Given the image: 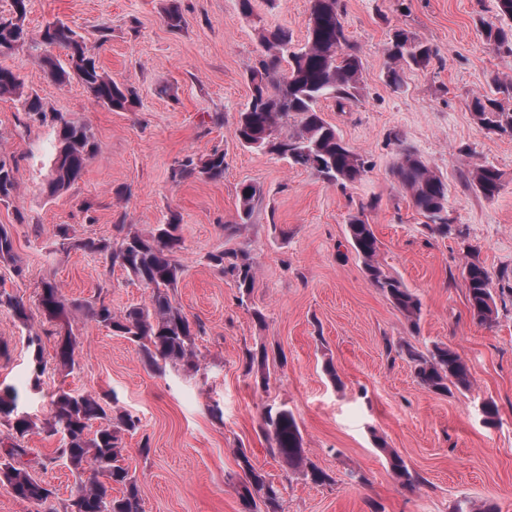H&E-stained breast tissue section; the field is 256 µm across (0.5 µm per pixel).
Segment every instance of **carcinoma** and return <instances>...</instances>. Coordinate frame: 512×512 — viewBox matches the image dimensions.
I'll return each mask as SVG.
<instances>
[{
	"instance_id": "obj_1",
	"label": "carcinoma",
	"mask_w": 512,
	"mask_h": 512,
	"mask_svg": "<svg viewBox=\"0 0 512 512\" xmlns=\"http://www.w3.org/2000/svg\"><path fill=\"white\" fill-rule=\"evenodd\" d=\"M310 16L306 42L297 47L290 31L284 27L264 29L260 41L265 56L250 73L252 87L248 106L239 113L234 137L243 147L276 155L289 163L312 171L331 184L345 186L357 181L364 172V160L343 140L336 127L328 123L322 103L332 100L342 106L357 98L363 60L350 44L341 21L340 0H309ZM28 0H11V20L0 22V57L26 46L40 59L49 79L64 84L77 80L99 104L114 111H131L138 104L134 90L106 75L91 55L83 36L61 21L50 22L39 37H29L25 20ZM166 26L180 30L185 19L180 6L170 4L164 14ZM485 38L498 46L512 45V28L493 23L484 27ZM64 51L65 60L52 54ZM391 67L387 80L398 89L406 68L425 69L436 58L435 50L415 39L408 31H394L388 47ZM288 69H282V64ZM21 103L27 117L47 119L41 100L24 91V81L14 69L0 64V98ZM472 110L478 122L495 126L501 133L512 132V113L500 109L497 100L476 97ZM56 128L57 147L50 160L47 196L68 190L82 175L85 167L99 152L89 126L62 114L50 118ZM296 122L291 131L284 130L289 120ZM18 160L0 155V204L9 203L17 193ZM398 184L410 196L415 209L428 220L433 234L448 233V184L417 154L405 151L393 166ZM211 181L224 179V152L214 150L201 157L188 155L172 168L171 178L181 182L194 178ZM472 187L488 199L500 191L502 173L494 166H480L469 172ZM258 189L244 183L239 194V218L247 223L253 211ZM115 240L86 238L75 246L102 255L106 271L119 267L135 277L149 290L148 302L135 304L116 313L101 297L76 302L67 298L52 282H46L39 294V306L52 321L60 324L55 353L62 369L74 366L77 337L70 314L82 313L96 325L107 328L138 347L141 360L153 372L167 367L197 371L196 338L203 325L190 320L176 302L174 290L184 273L179 259L182 237L178 218L157 224L147 234L125 229L117 224ZM347 234L362 259L368 282L391 302L392 306L415 329L419 325L421 304L416 295L397 277L385 272L378 261L379 242L372 225L358 215L349 217ZM208 265L231 278L241 297L255 287L256 269L247 250L229 248L207 255ZM18 263L14 240L8 228L0 225V264ZM467 290V307L471 318L481 325H492L498 317L493 273L477 260L463 270ZM12 313L21 322L28 320L22 299L0 291V310ZM33 348L30 361L33 387L41 386L44 364L40 337H28ZM399 352L412 364L417 382L428 391L446 395L451 388L468 390L472 385L469 368L462 356L446 344H435L422 352L405 342ZM270 359L268 348L255 345L244 348L242 364L246 373L265 377ZM52 414L43 426L49 435H61L60 446L40 461L42 469L58 462L66 464L75 475V485L63 512H143L136 473L125 457L123 436L140 428V419L127 412L112 413L91 394L74 395L57 391L51 398ZM0 425L8 428L10 449L0 456V487L17 499L41 507V512H57L52 504L55 489L36 478L21 462L29 454L25 439L38 429L37 422L19 410L18 395L10 387L0 389ZM260 430L269 442L270 455L280 458L288 468L301 473L318 486L334 482L333 477L304 454L302 435L293 413L280 409L262 416ZM242 475L235 483L242 512H283L281 489L257 468L247 450H236ZM390 468L398 485L414 491L421 485L419 475L397 454L390 456Z\"/></svg>"
}]
</instances>
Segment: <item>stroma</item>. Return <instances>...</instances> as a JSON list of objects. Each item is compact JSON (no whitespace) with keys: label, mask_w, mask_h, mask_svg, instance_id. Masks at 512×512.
<instances>
[{"label":"stroma","mask_w":512,"mask_h":512,"mask_svg":"<svg viewBox=\"0 0 512 512\" xmlns=\"http://www.w3.org/2000/svg\"><path fill=\"white\" fill-rule=\"evenodd\" d=\"M167 0H30L26 26L38 34L60 20L82 35L102 69L135 89L136 108L116 112L75 82L60 85L28 48L4 63L47 111L84 121L99 147L82 177L50 199L43 192L54 151L51 122L17 120L19 105L0 99V153L18 160V191L0 204V224L13 236L19 268L0 266V291L20 297V322L0 312V383L18 393L22 410L49 417L52 392L100 397L140 418L125 436L144 512H241L233 484L235 450L283 487L284 512H451L469 499L512 512V301L493 325L474 322L467 308L464 266L478 259L512 287V135L482 129L470 101L497 97L512 82V53L486 41L485 22L507 28L496 0H340L342 23L363 59L358 100L345 109L322 105L325 119L365 162L361 179L331 184L276 156L241 147L233 136L251 99L250 71L264 55L261 29L307 34L309 0H180L181 31L164 22ZM403 28L437 57L409 69L401 88L386 80V48ZM411 150L448 182L447 235L425 218L392 174ZM225 156L224 178L171 180L184 156ZM482 165L497 167L502 187L484 198L465 181ZM260 196L240 224L238 190ZM363 213L379 241L378 260L419 298L410 329L387 298L365 279L347 237L350 215ZM178 215L185 271L175 299L205 327L197 337L200 369L157 374L127 339L87 320L76 321L75 367L53 368L58 337L39 306L44 282L70 299L104 297L114 311L146 302L149 292L122 269L105 271L101 257L78 240L109 239L118 224L147 232ZM69 229L70 243L56 236ZM247 249L257 270L247 303L234 282L206 257L223 247ZM40 336L49 368L41 388L30 380L28 339ZM408 341L424 351L443 343L466 361L470 389L439 395L418 384L406 358L387 344ZM265 343L283 352L266 381L244 371L242 351ZM332 362L335 376L323 366ZM499 409L495 423L481 413ZM290 410L307 457L334 484L316 486L271 456L259 424L267 410ZM149 454H141L142 444ZM396 452L422 479L402 489L389 466ZM363 482H355V475Z\"/></svg>","instance_id":"1"}]
</instances>
